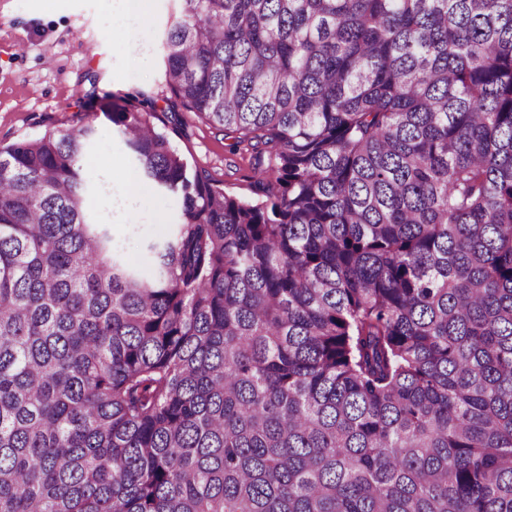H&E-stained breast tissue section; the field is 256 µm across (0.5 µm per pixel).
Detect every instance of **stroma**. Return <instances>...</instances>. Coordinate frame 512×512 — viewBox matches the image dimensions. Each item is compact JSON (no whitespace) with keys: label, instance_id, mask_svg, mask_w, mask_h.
<instances>
[{"label":"stroma","instance_id":"obj_1","mask_svg":"<svg viewBox=\"0 0 512 512\" xmlns=\"http://www.w3.org/2000/svg\"><path fill=\"white\" fill-rule=\"evenodd\" d=\"M148 18L137 39L144 48L141 71L124 69L126 42L113 38L101 0H0V145L65 130L78 119L94 122L98 134L83 162V176L96 184V163L132 168L130 152L101 107L146 101L162 109L170 92L164 81L160 37L181 10L179 0H148ZM184 136L174 144L190 164L207 169L226 193L253 194V171L244 150L195 113H185ZM175 197L139 187L133 223L115 228L114 239L130 262H141L149 244L180 223Z\"/></svg>","mask_w":512,"mask_h":512}]
</instances>
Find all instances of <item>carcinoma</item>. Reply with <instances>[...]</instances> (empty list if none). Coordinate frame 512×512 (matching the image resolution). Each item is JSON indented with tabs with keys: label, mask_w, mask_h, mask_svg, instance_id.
Here are the masks:
<instances>
[{
	"label": "carcinoma",
	"mask_w": 512,
	"mask_h": 512,
	"mask_svg": "<svg viewBox=\"0 0 512 512\" xmlns=\"http://www.w3.org/2000/svg\"><path fill=\"white\" fill-rule=\"evenodd\" d=\"M181 2L166 108L103 107L151 274L93 122L0 145V512H512V0ZM187 122L186 136H173L178 150L191 165L207 169L224 192L252 197L253 171L244 150L232 148L234 139L224 138V132L210 127L194 112H183Z\"/></svg>",
	"instance_id": "cac0c4a2"
}]
</instances>
